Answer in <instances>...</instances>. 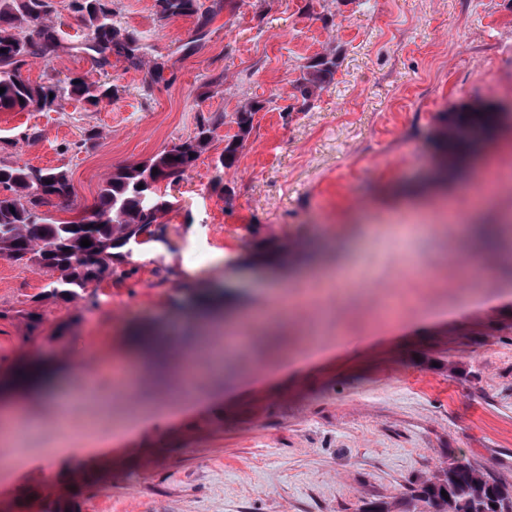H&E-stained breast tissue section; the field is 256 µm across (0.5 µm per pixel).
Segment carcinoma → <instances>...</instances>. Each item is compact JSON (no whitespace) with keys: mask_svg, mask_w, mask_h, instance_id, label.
Instances as JSON below:
<instances>
[{"mask_svg":"<svg viewBox=\"0 0 512 512\" xmlns=\"http://www.w3.org/2000/svg\"><path fill=\"white\" fill-rule=\"evenodd\" d=\"M160 14L194 15L206 18L210 6L200 10L198 0H156ZM69 10L77 26L85 31L79 49L91 56L100 70L112 65V58L124 59L138 68L148 66L152 75L163 64L147 65V47L141 36L116 19V0H69ZM55 0H0V112H44L57 110L61 102L83 99L97 106L118 94L116 85L84 76L34 84L22 69L31 58L50 62L61 47L52 21ZM336 68V56L322 55L301 66L299 87L311 98ZM260 105L243 103L236 112L239 135L228 141L215 160V170L223 174L237 160ZM499 114L489 108H465L443 112L440 144L443 159L459 156L469 142L486 134L498 122ZM221 121L201 122L194 137L163 150L141 162L118 169L100 189L98 202L79 221L58 222L41 208L58 200L69 206L73 196L70 175L63 168H41L29 164H0V256L32 262L52 273L47 284L53 298L73 301L91 285L112 274V265L122 258L118 249L129 240L160 223L170 209L167 188L186 179L197 158L209 147ZM91 241L81 246L82 239ZM72 499L64 493L26 496L19 503L24 512H74ZM438 512H512V483L494 471L453 456L398 503L399 512H418L415 504Z\"/></svg>","mask_w":512,"mask_h":512,"instance_id":"1","label":"carcinoma"}]
</instances>
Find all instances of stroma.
I'll list each match as a JSON object with an SVG mask.
<instances>
[{
  "mask_svg": "<svg viewBox=\"0 0 512 512\" xmlns=\"http://www.w3.org/2000/svg\"><path fill=\"white\" fill-rule=\"evenodd\" d=\"M202 2L218 11L201 39L197 16L121 0L118 19L164 62L160 78L120 61L108 70L112 102L0 112V163L68 170L72 205L50 210L65 222L94 205L115 169L224 117L154 238L130 243L95 294L46 297L49 273L0 256V369L24 357L53 368L57 400L34 408L37 425L0 468V501L64 492L76 512H361L406 497L452 453L512 482V266L485 257L483 287L463 288L472 240L389 230L419 216L441 222L409 206L436 187L460 225L512 217V190L482 212L469 198L512 120L444 173L434 144L440 113H512V0ZM55 5L62 48L30 60L24 76L99 79L77 49L68 0ZM330 52L331 79L304 99L300 65ZM249 99L262 108L234 166L217 174ZM272 289L299 301L225 357L221 374L199 373L207 402L180 410L173 384L154 382L132 401L113 398L112 351L127 337L154 332L194 348L222 334L196 308L259 303ZM315 335L330 354L283 370ZM145 403L156 413L137 421ZM133 420L137 441L116 439ZM91 437L104 445L91 479L60 476L50 451Z\"/></svg>",
  "mask_w": 512,
  "mask_h": 512,
  "instance_id": "1",
  "label": "stroma"
}]
</instances>
